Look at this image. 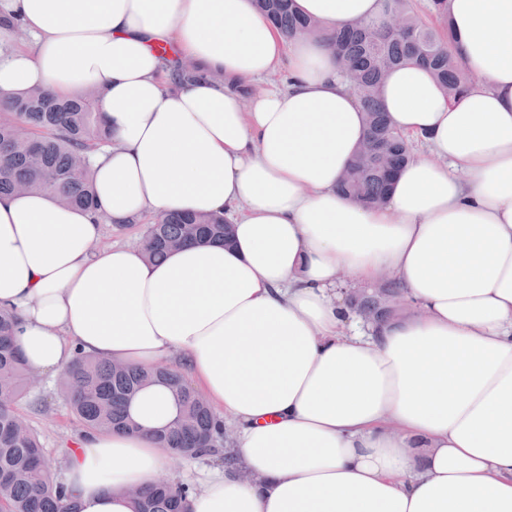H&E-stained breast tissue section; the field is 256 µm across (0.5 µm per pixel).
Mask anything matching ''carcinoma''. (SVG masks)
Here are the masks:
<instances>
[{"label":"carcinoma","mask_w":512,"mask_h":512,"mask_svg":"<svg viewBox=\"0 0 512 512\" xmlns=\"http://www.w3.org/2000/svg\"><path fill=\"white\" fill-rule=\"evenodd\" d=\"M377 23L340 28L328 41L343 63L347 82L362 112L367 136L345 172L339 190L365 206L386 202L395 174L410 160L411 146L380 106V87L394 68L414 62L427 67L452 99L473 84V75L460 65L452 49L447 0H429L438 26L423 24L410 0H386ZM258 9L292 40L319 25L292 10V0H256ZM102 92L90 88L76 97H56L35 83L16 98L0 100V194L45 193L64 205L96 210L91 153L112 143L100 111ZM221 214L166 213L146 225L139 245L155 262L187 244L225 242ZM401 286L387 279L382 293L351 291L347 304L373 325L391 319L398 310ZM17 313L0 307V512H73L64 488L45 475L46 454L40 436L20 409L31 388L29 372L13 345ZM63 394L83 434L134 430L129 401L144 387L169 389L177 413L163 429L154 431L158 444L171 453L197 454L224 449V467L237 464L227 445L232 442L208 402L176 369L116 367L78 356L63 374ZM186 487L155 482L140 488L134 512H186Z\"/></svg>","instance_id":"cac0c4a2"}]
</instances>
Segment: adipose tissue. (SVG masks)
I'll use <instances>...</instances> for the list:
<instances>
[{
    "label": "adipose tissue",
    "mask_w": 512,
    "mask_h": 512,
    "mask_svg": "<svg viewBox=\"0 0 512 512\" xmlns=\"http://www.w3.org/2000/svg\"><path fill=\"white\" fill-rule=\"evenodd\" d=\"M325 29L379 20L383 0H294ZM0 94L100 88L112 144L94 161L97 209L0 195V306L21 319L29 371L81 351L166 361L235 425L249 484L218 466L188 512H512V0H448L455 52L478 76L456 100L415 63L380 102L427 153L386 206L336 186L367 129L324 38L285 41L253 0H0ZM201 79L174 82L175 61ZM261 87L242 101L228 86ZM160 211L224 214L230 244L162 262L101 244L103 224ZM388 273L417 314L374 332L344 276ZM161 386L136 431L75 441L51 472L76 512H133L127 488L169 451ZM423 453L411 452V443Z\"/></svg>",
    "instance_id": "obj_1"
}]
</instances>
